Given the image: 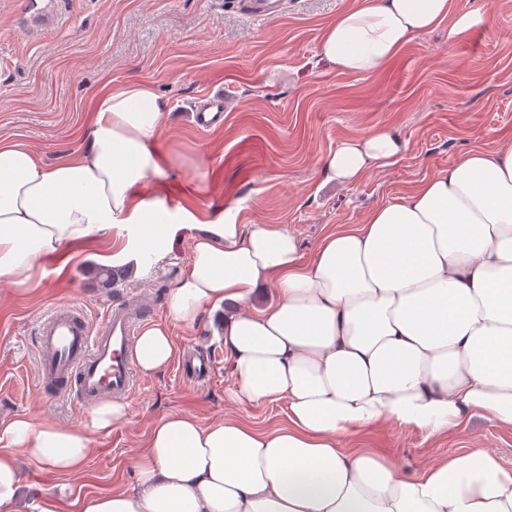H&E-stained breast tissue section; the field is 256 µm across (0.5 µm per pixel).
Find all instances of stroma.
Returning a JSON list of instances; mask_svg holds the SVG:
<instances>
[{
    "instance_id": "obj_1",
    "label": "stroma",
    "mask_w": 512,
    "mask_h": 512,
    "mask_svg": "<svg viewBox=\"0 0 512 512\" xmlns=\"http://www.w3.org/2000/svg\"><path fill=\"white\" fill-rule=\"evenodd\" d=\"M356 4L282 0L279 17L261 20L243 16L235 0H0V139L24 143L46 163L80 153L102 84L150 82L171 107L152 144L162 173L151 194L172 211L234 209L247 227L287 225L311 255L330 226L361 223L461 153L491 152L512 139V0H496L492 26L453 38L440 26L370 75L338 72L319 53L324 27ZM215 93L227 101L224 122L199 129L191 113ZM381 127L407 143L395 165L355 185L324 179L322 163L341 141ZM131 239L117 226L66 248L64 259L40 258L31 293L0 279V421L26 415L88 428V409L41 393L36 331L66 304L98 324L112 299L130 292L154 303L152 321L165 318L170 288L189 267L193 231L173 225L165 254L143 265L123 250ZM109 255L122 273L113 286L95 275ZM213 330L207 315L173 328L178 349L213 360L209 379H193L175 362L139 376L126 418L94 435L84 471L63 480L22 461L20 508L62 481L79 496L134 486L133 457L171 413L261 430L286 425L285 402L243 408L227 399L232 366ZM343 445L377 450L407 475L486 447L512 469V428L480 415L439 435L388 420Z\"/></svg>"
}]
</instances>
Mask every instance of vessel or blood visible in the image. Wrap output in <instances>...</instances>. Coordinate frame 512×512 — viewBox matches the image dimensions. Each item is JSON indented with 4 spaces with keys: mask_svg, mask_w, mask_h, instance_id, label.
Returning a JSON list of instances; mask_svg holds the SVG:
<instances>
[{
    "mask_svg": "<svg viewBox=\"0 0 512 512\" xmlns=\"http://www.w3.org/2000/svg\"><path fill=\"white\" fill-rule=\"evenodd\" d=\"M239 9L247 17L269 19L277 14L279 0H240ZM147 311L141 298L125 297L108 308L96 329L76 306L49 311L38 327L41 388L85 406L129 396L137 385L131 352Z\"/></svg>",
    "mask_w": 512,
    "mask_h": 512,
    "instance_id": "1",
    "label": "vessel or blood"
}]
</instances>
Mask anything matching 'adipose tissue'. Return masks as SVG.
I'll return each instance as SVG.
<instances>
[{
	"instance_id": "1",
	"label": "adipose tissue",
	"mask_w": 512,
	"mask_h": 512,
	"mask_svg": "<svg viewBox=\"0 0 512 512\" xmlns=\"http://www.w3.org/2000/svg\"><path fill=\"white\" fill-rule=\"evenodd\" d=\"M495 4L455 14L451 0H362L325 28L319 51L339 72L368 75L440 24L452 37L491 24ZM91 110L88 147L54 164L0 142V279L29 284L40 257L118 224L136 227L140 251L156 257L172 225H196L189 269L171 287L166 320L138 336L136 363L146 375L163 369L176 355L173 325L230 306L228 397L242 407L285 401L288 424L168 415L133 459L136 487L74 505L47 491L33 512H512V470L489 449L406 476L339 443L387 420L430 435L474 414L512 428V141L466 152L362 223L336 225L306 259L285 225L246 230L151 198L161 171L151 143L170 107L150 83L109 85ZM405 148L398 132L378 129L339 143L324 168L350 185ZM266 291L273 299L254 307ZM125 415L111 402L91 412L86 431L0 423V512H18V455L79 473L92 433Z\"/></svg>"
}]
</instances>
